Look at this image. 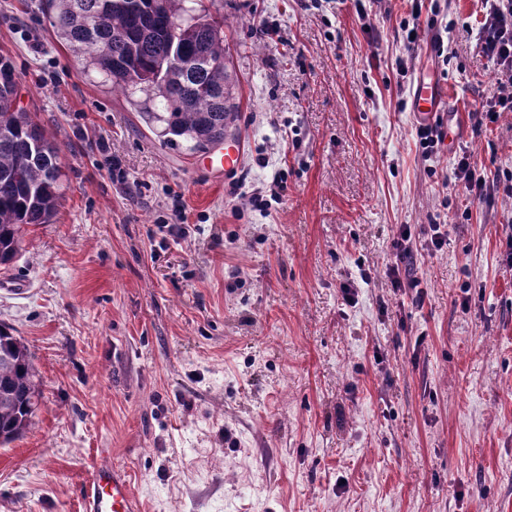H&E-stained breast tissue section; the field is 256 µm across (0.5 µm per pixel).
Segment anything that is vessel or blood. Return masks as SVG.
Wrapping results in <instances>:
<instances>
[{
  "mask_svg": "<svg viewBox=\"0 0 512 512\" xmlns=\"http://www.w3.org/2000/svg\"><path fill=\"white\" fill-rule=\"evenodd\" d=\"M413 108L420 124L431 125L442 108L441 86L433 75L420 76L413 88ZM244 144L225 145L211 155L210 171L219 175L238 170L243 162ZM79 495L84 512H141L140 502L127 476L113 467H96L81 484Z\"/></svg>",
  "mask_w": 512,
  "mask_h": 512,
  "instance_id": "b4317fda",
  "label": "vessel or blood"
}]
</instances>
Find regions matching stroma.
<instances>
[{
	"instance_id": "35a3bbf8",
	"label": "stroma",
	"mask_w": 512,
	"mask_h": 512,
	"mask_svg": "<svg viewBox=\"0 0 512 512\" xmlns=\"http://www.w3.org/2000/svg\"><path fill=\"white\" fill-rule=\"evenodd\" d=\"M38 4L0 0V54L65 177L51 223L0 267V324L42 388L0 447V512H82L100 465L125 470L142 512H512V196L448 181L467 152L512 183V112L478 114L496 78L478 0L421 15L411 52L409 0H202L224 15L245 142L219 183L84 74ZM422 72L460 123L427 160ZM278 175L281 200L252 207ZM403 224L417 292L388 274Z\"/></svg>"
}]
</instances>
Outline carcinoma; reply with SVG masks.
<instances>
[{"label": "carcinoma", "instance_id": "carcinoma-1", "mask_svg": "<svg viewBox=\"0 0 512 512\" xmlns=\"http://www.w3.org/2000/svg\"><path fill=\"white\" fill-rule=\"evenodd\" d=\"M127 0H40L54 35L112 90L130 97L164 142L194 152L237 127L239 98L224 48V18L163 0L150 13ZM0 266L18 255L22 233L48 224L61 197L59 148L15 104L20 77L0 55ZM144 99L136 100V94ZM42 396L34 355L0 325V446L33 424Z\"/></svg>", "mask_w": 512, "mask_h": 512}]
</instances>
